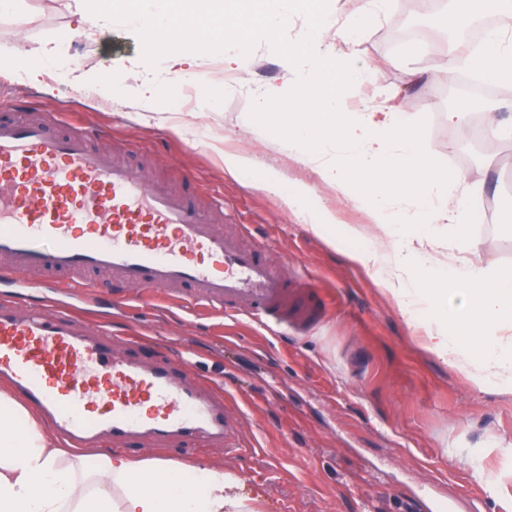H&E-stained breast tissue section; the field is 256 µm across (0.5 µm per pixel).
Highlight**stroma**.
<instances>
[{"instance_id":"1","label":"stroma","mask_w":512,"mask_h":512,"mask_svg":"<svg viewBox=\"0 0 512 512\" xmlns=\"http://www.w3.org/2000/svg\"><path fill=\"white\" fill-rule=\"evenodd\" d=\"M81 8L80 0H20L14 14L0 17L2 51L58 44L56 65L38 78L0 76V117L18 101H35L42 112L84 127L96 147L133 146L134 163L148 171L222 195L233 223L247 225L249 244L307 276L330 302L313 330L274 336L243 316L190 303L166 307L162 294L117 288L105 276L93 278L97 305L56 285L46 289L91 323L111 321L121 335L151 332L157 352L181 350L196 371L223 383L229 404L244 415L237 451L190 444L178 462L221 466L243 478L262 494L255 512H512V393L477 390L443 364L371 273L308 231L253 169L228 174L222 154L265 162L283 184H305L311 204L328 206L337 223L375 237L366 200L345 198L312 167L276 151L257 121L255 94L205 75L198 100L219 90L222 107L186 112L180 98H148L138 29L75 36ZM416 16L410 0H382L355 46H337L354 74L344 109L369 98L418 127L430 155L478 197L465 224L482 261L512 267V164L496 161L512 152V139L497 138L488 155L472 136L488 111L512 128V83H494L479 98L457 96L456 77L470 71L465 54L440 65L426 37L407 38L406 56L395 58L390 40ZM307 25L305 14L291 15L257 43L239 75L256 87L283 84L281 56ZM107 64L111 84L87 86ZM451 110L463 120L448 124Z\"/></svg>"}]
</instances>
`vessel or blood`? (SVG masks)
Returning <instances> with one entry per match:
<instances>
[{
    "mask_svg": "<svg viewBox=\"0 0 512 512\" xmlns=\"http://www.w3.org/2000/svg\"><path fill=\"white\" fill-rule=\"evenodd\" d=\"M63 120H0V277L112 272L151 291L190 288L193 303L243 314L266 330H309L325 309L300 277L273 269L242 234L219 230L224 204L153 185ZM88 325L69 309L17 310L0 298V378L45 413L59 437L139 451L204 441L228 447L242 425L221 390L179 353Z\"/></svg>",
    "mask_w": 512,
    "mask_h": 512,
    "instance_id": "obj_1",
    "label": "vessel or blood"
}]
</instances>
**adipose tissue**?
Segmentation results:
<instances>
[{
    "mask_svg": "<svg viewBox=\"0 0 512 512\" xmlns=\"http://www.w3.org/2000/svg\"><path fill=\"white\" fill-rule=\"evenodd\" d=\"M82 36L135 15L149 49L166 53L177 82L198 79L203 60L223 56L241 64L259 36L281 29L289 15H308L309 26L280 64L291 95L265 87L259 111L279 152L313 166L341 195L361 196L382 231L366 237L357 227L337 223L324 207L309 205V189L290 185L289 210L318 237L372 270L410 325L424 329L427 348L476 388L512 393V268L482 262L479 246L458 222L466 208L458 175L429 156L417 128L383 109L347 112L342 94L351 69L334 45L353 39L372 20L380 0H362L355 20L341 24L323 0H86ZM496 16L493 37L470 46L469 67L496 81H512V0H462L458 21L473 6ZM306 58L299 67L298 58ZM453 235L461 258L441 259L436 247ZM62 451L46 435L36 413L12 392L0 390V512H250L256 495L223 467L183 465L120 454L86 457L90 490L77 489L76 472L59 466Z\"/></svg>",
    "mask_w": 512,
    "mask_h": 512,
    "instance_id": "ef3b65f1",
    "label": "adipose tissue"
}]
</instances>
